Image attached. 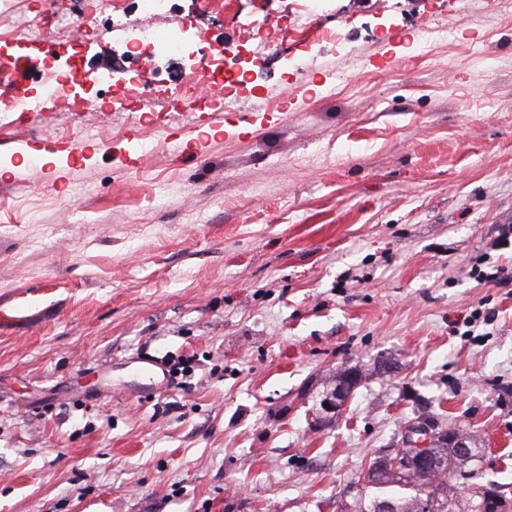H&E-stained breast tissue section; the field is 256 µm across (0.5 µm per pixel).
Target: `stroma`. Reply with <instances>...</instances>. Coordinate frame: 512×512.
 <instances>
[{
	"instance_id": "35a3bbf8",
	"label": "stroma",
	"mask_w": 512,
	"mask_h": 512,
	"mask_svg": "<svg viewBox=\"0 0 512 512\" xmlns=\"http://www.w3.org/2000/svg\"><path fill=\"white\" fill-rule=\"evenodd\" d=\"M90 3L46 24L0 0L1 60L77 43L157 92L150 116L86 86L0 111V512H341L424 411L512 501V0H325L341 38L309 45L283 31L301 0H124L84 32ZM176 18L204 48L132 55ZM21 22L40 38L9 39ZM221 51L250 70L232 110L205 82L178 109ZM142 358L191 359L189 387L142 386Z\"/></svg>"
}]
</instances>
